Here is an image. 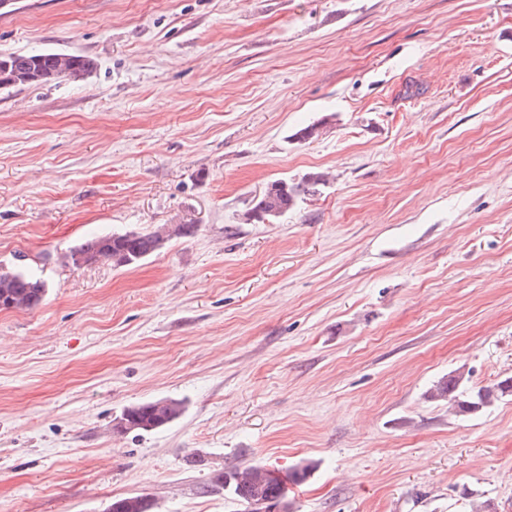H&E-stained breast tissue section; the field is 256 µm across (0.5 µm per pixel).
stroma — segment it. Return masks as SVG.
<instances>
[{"label":"stroma","mask_w":512,"mask_h":512,"mask_svg":"<svg viewBox=\"0 0 512 512\" xmlns=\"http://www.w3.org/2000/svg\"><path fill=\"white\" fill-rule=\"evenodd\" d=\"M45 51L96 67L0 88V266L49 288L0 311V512H243L217 471L304 460L294 512H512V398L428 397L512 377V0H6L0 55ZM155 224L197 230L61 261ZM327 183V176L323 172H310L300 181H288L287 179H275L267 183L262 196L257 198L254 204L244 213L245 223L250 211L257 210L259 217L256 222L268 223L291 210L302 196L313 195ZM196 229L193 224H156L146 231L96 236L73 246L62 256V262L75 269L100 262L130 268L160 252L172 239L192 236ZM464 369L459 368L439 380L429 392V398L434 400L453 401L457 412L464 414L478 413L490 408L504 397L512 396L511 378L494 384L493 386L481 387L478 390H469L465 383L468 381ZM184 412V402L174 398H162L125 408L115 418L113 432L125 434L131 431L155 432L169 426ZM113 505L118 506L112 507ZM155 502L144 495H133L112 501L107 512H155ZM115 510V511H112Z\"/></svg>","instance_id":"35a3bbf8"}]
</instances>
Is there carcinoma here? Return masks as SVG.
<instances>
[{"label": "carcinoma", "instance_id": "1", "mask_svg": "<svg viewBox=\"0 0 512 512\" xmlns=\"http://www.w3.org/2000/svg\"><path fill=\"white\" fill-rule=\"evenodd\" d=\"M17 71L11 81L0 77V88L11 85L33 84L31 76H38V83H48L61 77L73 79L89 75L94 63L85 55H71L65 68H58L56 53L41 52L18 54ZM327 183L322 172H310L299 181L275 179L267 183L262 196L250 207L258 211V221H273L291 210L306 195L319 192ZM196 231L194 224H156L146 231H126L86 239L73 246L62 256V262L75 269L109 262L114 268H130L158 253L174 238L190 237ZM48 292L44 280L22 268L0 269V311L30 310L43 301ZM466 373L459 368L439 380L429 392L434 400L453 401L457 412L478 413L490 408L505 397L512 396V380L505 379L493 386L478 390L466 388ZM184 412V402L174 398H162L125 408L115 418L113 432L125 434L131 431L155 432L169 426ZM315 469L311 461H303L288 472V480L295 484L305 482ZM212 487L222 489L233 499L251 500L262 504L277 500L288 504L281 478L273 470L257 463L234 465L216 473ZM119 506L115 512H155V502L144 495H133L112 501Z\"/></svg>", "mask_w": 512, "mask_h": 512}]
</instances>
